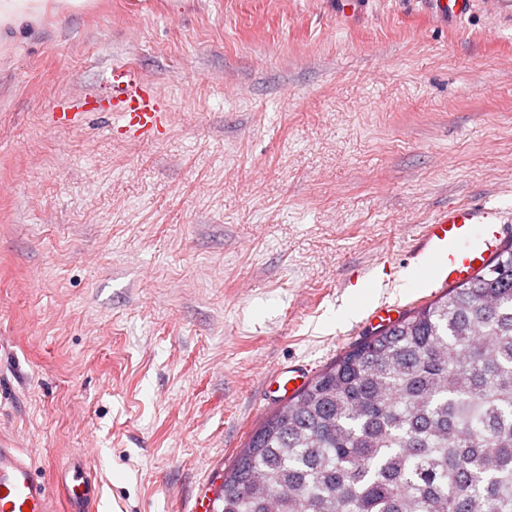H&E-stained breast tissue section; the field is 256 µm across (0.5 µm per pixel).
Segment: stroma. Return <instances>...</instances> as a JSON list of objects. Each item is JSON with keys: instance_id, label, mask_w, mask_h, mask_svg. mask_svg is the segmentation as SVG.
<instances>
[{"instance_id": "obj_1", "label": "stroma", "mask_w": 512, "mask_h": 512, "mask_svg": "<svg viewBox=\"0 0 512 512\" xmlns=\"http://www.w3.org/2000/svg\"><path fill=\"white\" fill-rule=\"evenodd\" d=\"M127 66L163 135L111 113ZM512 207V0H89L0 46V441L100 512H191L374 327L358 281L440 209Z\"/></svg>"}]
</instances>
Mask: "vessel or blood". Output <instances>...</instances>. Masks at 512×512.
Returning <instances> with one entry per match:
<instances>
[{
  "mask_svg": "<svg viewBox=\"0 0 512 512\" xmlns=\"http://www.w3.org/2000/svg\"><path fill=\"white\" fill-rule=\"evenodd\" d=\"M109 112L116 128L133 137H157L164 128L163 102L127 67L112 70ZM512 238V212L483 203L439 211L416 243L414 286L435 293L467 280L489 265ZM84 460L76 458L45 479L25 448L0 446V512H97Z\"/></svg>",
  "mask_w": 512,
  "mask_h": 512,
  "instance_id": "obj_1",
  "label": "vessel or blood"
}]
</instances>
